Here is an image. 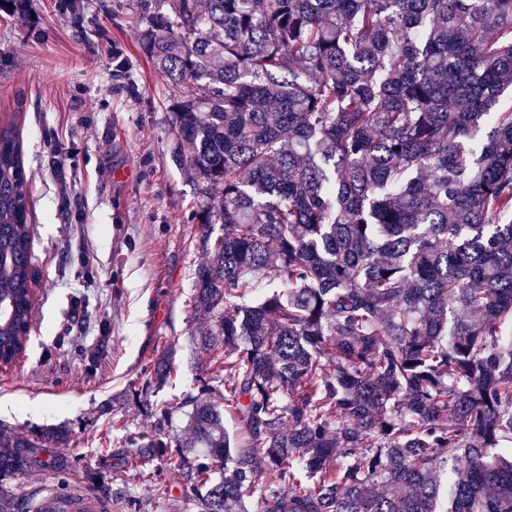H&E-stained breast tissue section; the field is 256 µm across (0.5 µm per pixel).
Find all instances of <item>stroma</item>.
I'll use <instances>...</instances> for the list:
<instances>
[{
	"label": "stroma",
	"instance_id": "35a3bbf8",
	"mask_svg": "<svg viewBox=\"0 0 512 512\" xmlns=\"http://www.w3.org/2000/svg\"><path fill=\"white\" fill-rule=\"evenodd\" d=\"M58 0L0 11V125L16 123L30 186L32 263L40 273L27 348L0 369V425L27 434L73 432L47 460L79 458L71 493H112L105 512H189L169 462L126 482L122 441L150 432L146 400L132 401L152 364L177 374L161 391L196 394L206 360L193 333L194 268L207 257L192 219L198 187L174 152L170 105L178 90L138 44L137 0ZM65 161L58 182L50 148ZM123 421L100 443L107 420Z\"/></svg>",
	"mask_w": 512,
	"mask_h": 512
}]
</instances>
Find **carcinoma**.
<instances>
[{
    "mask_svg": "<svg viewBox=\"0 0 512 512\" xmlns=\"http://www.w3.org/2000/svg\"><path fill=\"white\" fill-rule=\"evenodd\" d=\"M138 43L224 235L195 269L209 350L176 463L198 512H512V0H165ZM31 213L0 127V349L26 348ZM176 372L164 356L150 373ZM242 440L224 429V412ZM62 426L0 428V512H95L19 476ZM222 476L214 477L216 470ZM450 474L442 488L441 475Z\"/></svg>",
    "mask_w": 512,
    "mask_h": 512,
    "instance_id": "obj_1",
    "label": "carcinoma"
}]
</instances>
